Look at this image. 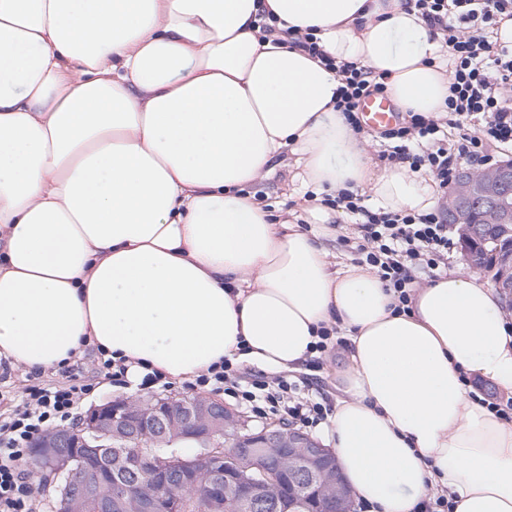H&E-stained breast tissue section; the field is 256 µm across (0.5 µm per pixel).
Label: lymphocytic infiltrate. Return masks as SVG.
I'll use <instances>...</instances> for the list:
<instances>
[{
    "mask_svg": "<svg viewBox=\"0 0 512 512\" xmlns=\"http://www.w3.org/2000/svg\"><path fill=\"white\" fill-rule=\"evenodd\" d=\"M433 36L448 50L449 94L439 118L408 113L404 122L385 130L384 160L404 164L425 175L439 192H447L461 164H490V144L512 146V43L498 38L499 24L512 19V0H413ZM341 86L335 108L358 126L360 101L383 93L372 71L354 63L336 64ZM331 206L358 218L362 239L358 250L365 263L394 292L397 309L410 301L420 273L447 264L454 247L441 210L426 213L388 212L365 205L363 195L337 191ZM55 387L26 385L21 394L0 393V512H42L43 499L23 464L34 443L52 427L72 424L95 385L81 375L77 360H68ZM195 388L224 393L253 417L274 414L288 424L315 429L326 423L332 408L301 395L284 377L239 374L232 363L210 366L198 375Z\"/></svg>",
    "mask_w": 512,
    "mask_h": 512,
    "instance_id": "f902f5d3",
    "label": "lymphocytic infiltrate"
}]
</instances>
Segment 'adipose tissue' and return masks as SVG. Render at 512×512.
<instances>
[{
    "label": "adipose tissue",
    "mask_w": 512,
    "mask_h": 512,
    "mask_svg": "<svg viewBox=\"0 0 512 512\" xmlns=\"http://www.w3.org/2000/svg\"><path fill=\"white\" fill-rule=\"evenodd\" d=\"M283 30L442 115L446 52L408 0H0V358L44 372L94 344L132 382L147 365L182 381L226 359L298 369L332 329L329 437L356 497L414 512L435 487L454 512H512V424L473 386L512 393L495 287L461 262L396 311L371 269L333 268L243 190L288 153L318 194L440 200L374 168L335 69Z\"/></svg>",
    "instance_id": "ef3b65f1"
}]
</instances>
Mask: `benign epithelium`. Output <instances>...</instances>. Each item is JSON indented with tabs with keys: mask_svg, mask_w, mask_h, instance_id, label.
I'll list each match as a JSON object with an SVG mask.
<instances>
[{
	"mask_svg": "<svg viewBox=\"0 0 512 512\" xmlns=\"http://www.w3.org/2000/svg\"><path fill=\"white\" fill-rule=\"evenodd\" d=\"M512 160L475 169L459 167L444 210L460 240L490 237L512 223ZM478 215L480 223L473 222ZM493 282L512 309V252L493 270ZM35 474L62 478L61 512H186L172 475L207 478L206 512H294V485L311 491L314 512H351L353 492L336 458L318 440L282 424L253 429L224 403L193 400H109L89 409L71 428L52 429L35 444ZM135 471L155 490L123 487L104 495L106 475Z\"/></svg>",
	"mask_w": 512,
	"mask_h": 512,
	"instance_id": "1",
	"label": "benign epithelium"
}]
</instances>
